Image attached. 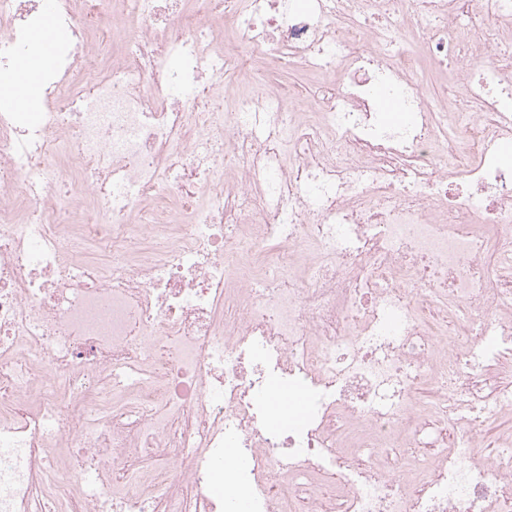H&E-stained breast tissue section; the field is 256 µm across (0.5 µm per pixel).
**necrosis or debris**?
<instances>
[{
	"instance_id": "1",
	"label": "necrosis or debris",
	"mask_w": 512,
	"mask_h": 512,
	"mask_svg": "<svg viewBox=\"0 0 512 512\" xmlns=\"http://www.w3.org/2000/svg\"><path fill=\"white\" fill-rule=\"evenodd\" d=\"M202 2L55 0L0 113V512H236L228 448L251 512H512V0ZM285 61L321 82L231 95ZM40 42L43 47L44 53L39 55H28L25 56L20 65L27 68V71L30 75L29 78L21 79L17 87L14 89L16 91L15 98H3L0 100V109L7 111L13 110L16 108V104L19 101L24 102V107L27 112L31 114H36L39 112L40 101L42 97V88L41 85L37 82V74L40 72L42 68V63L45 58V54L52 55L55 57L56 48H57V30L54 24L53 12L49 10L46 14L45 20L40 27L39 31ZM53 63L51 64V62ZM56 62V58L51 60L39 73V79H41L42 74L46 70H50L54 67ZM45 71V72H46ZM269 403L275 417L283 422L288 423V419L298 416L296 412V397L292 390L274 384L271 386L268 394Z\"/></svg>"
}]
</instances>
